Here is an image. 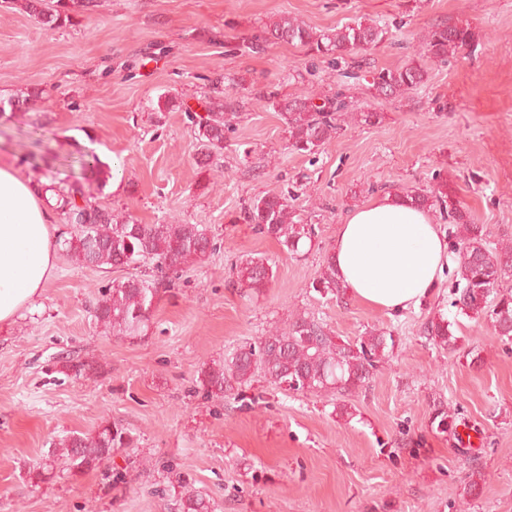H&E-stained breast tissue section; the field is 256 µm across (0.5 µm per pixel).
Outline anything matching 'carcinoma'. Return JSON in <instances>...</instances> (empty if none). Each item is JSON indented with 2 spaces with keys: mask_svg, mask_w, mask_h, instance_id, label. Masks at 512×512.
<instances>
[{
  "mask_svg": "<svg viewBox=\"0 0 512 512\" xmlns=\"http://www.w3.org/2000/svg\"><path fill=\"white\" fill-rule=\"evenodd\" d=\"M96 7V0H25L24 8L37 22L50 28L74 25L80 13ZM387 31L374 22L354 21L340 28L315 31L288 16L265 25L247 39L245 48L259 53L273 41L299 45L336 64L347 63L360 53L382 42ZM475 41V33L467 25L437 24L423 37L417 57L396 69L382 68L372 75L371 89L378 96L399 97L419 88L427 70L421 61L434 58L445 61ZM212 92L206 104L207 118L197 124V140L203 156L202 167L210 166L215 155L224 149V132L238 118L240 101L224 94V77L212 81ZM48 93L39 88L26 90L7 100H0V112L25 109L47 100ZM288 126V148L297 153H312L337 133L340 113L348 105L336 94L317 105L310 94L274 101ZM64 161L78 164L79 173L63 186H53L56 212L74 230L59 238V244L71 259L82 266L127 267L138 269L147 264L165 274L185 266L203 262L212 249L207 229L199 224H136L112 214V210L90 200L86 183L103 188L112 179V168L93 152L81 147ZM411 204L428 212L437 209L448 216V251L457 262L454 300L457 314L471 319L488 318L499 336H512V246L491 248L484 227L471 223L448 180L439 178L424 190L406 194ZM247 220L260 234L277 239L287 252L297 254L312 243L314 226L295 220L288 199L277 196L256 198L246 211ZM236 283L244 291L259 293L274 278L273 267L263 257H247L236 267ZM171 283L164 278L131 277L104 292L97 301L98 323L120 338L142 337L151 321L160 288ZM312 288L320 294L341 298L345 285L337 276L332 257L326 256ZM453 323L439 313L422 325L423 336L434 345L454 351L458 337ZM395 347L391 332L373 329L356 342H339L321 319L308 313L292 317L284 329L275 328L256 341L235 349L221 362L204 364L195 382L209 398H234L243 387L260 375L274 389L312 395L333 393L344 396L369 381L377 364L385 361ZM63 368L75 378L90 379L99 373L94 360L66 357ZM432 423L440 433H454L456 421L448 412L434 409ZM135 438L120 422L105 420L93 435L71 432L54 443L46 457L28 470L29 479L43 481L50 470L60 467L71 475L98 468L112 458L119 448H130ZM178 512H213L210 501L187 482H182L176 500Z\"/></svg>",
  "mask_w": 512,
  "mask_h": 512,
  "instance_id": "carcinoma-1",
  "label": "carcinoma"
}]
</instances>
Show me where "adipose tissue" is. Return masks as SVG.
<instances>
[{
	"instance_id": "1",
	"label": "adipose tissue",
	"mask_w": 512,
	"mask_h": 512,
	"mask_svg": "<svg viewBox=\"0 0 512 512\" xmlns=\"http://www.w3.org/2000/svg\"><path fill=\"white\" fill-rule=\"evenodd\" d=\"M55 212L37 180L0 157V324L38 297L56 265ZM340 280L360 301L390 312L418 308L451 260L429 213L387 193L350 211L331 252Z\"/></svg>"
}]
</instances>
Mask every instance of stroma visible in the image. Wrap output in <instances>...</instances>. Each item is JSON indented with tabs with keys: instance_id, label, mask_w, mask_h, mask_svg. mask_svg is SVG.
Instances as JSON below:
<instances>
[{
	"instance_id": "stroma-1",
	"label": "stroma",
	"mask_w": 512,
	"mask_h": 512,
	"mask_svg": "<svg viewBox=\"0 0 512 512\" xmlns=\"http://www.w3.org/2000/svg\"><path fill=\"white\" fill-rule=\"evenodd\" d=\"M284 14L324 30L355 19L387 26L359 57L366 69L404 66L438 23L470 25L475 41L448 62L426 60L417 91L386 98L306 48L242 50ZM218 73L243 108L208 171L194 122L207 115ZM27 86L48 91V116L0 115L1 156L55 184L67 181L61 158L74 146L119 161V188L90 184L96 203L139 224L202 225L215 249L161 291L144 339L114 337L94 316L131 270L82 267L63 252L42 295L0 325V512H171L181 478L216 512H512V341L490 320L456 316L448 274L418 309L396 315L311 286L349 211L388 191L429 188L438 175L490 245L512 241V0H98L60 29L4 4L0 99ZM341 88L352 110L379 122L347 119L315 153L288 150L273 99ZM162 94L170 111L152 108ZM267 194L286 196L315 226L311 250L291 256L255 232L245 212ZM249 255L274 263L271 286L255 296L233 284ZM304 311L345 342L392 332L393 352L365 388L313 396L259 377L236 400L195 392L202 364ZM437 312L458 320L455 351L421 334ZM68 355L104 369L93 381L67 376ZM342 400L355 406L352 420L336 416ZM440 404L457 434L432 429ZM106 418L131 431L134 447L99 469L29 482L53 441L95 432ZM477 469L485 479L466 494Z\"/></svg>"
}]
</instances>
